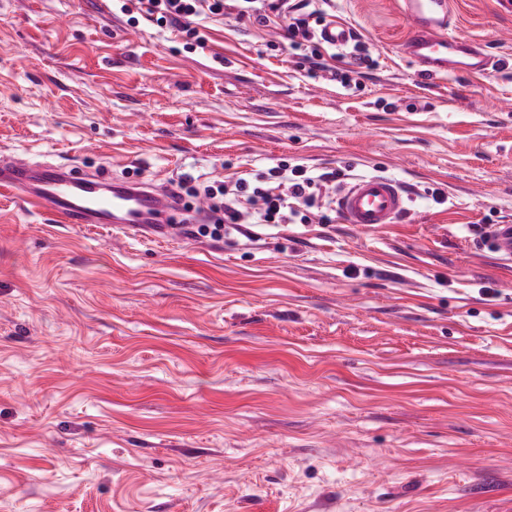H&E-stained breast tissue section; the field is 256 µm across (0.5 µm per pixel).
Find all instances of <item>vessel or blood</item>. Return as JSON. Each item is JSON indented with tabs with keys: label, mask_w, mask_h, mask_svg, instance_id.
Returning a JSON list of instances; mask_svg holds the SVG:
<instances>
[{
	"label": "vessel or blood",
	"mask_w": 512,
	"mask_h": 512,
	"mask_svg": "<svg viewBox=\"0 0 512 512\" xmlns=\"http://www.w3.org/2000/svg\"><path fill=\"white\" fill-rule=\"evenodd\" d=\"M407 35L400 45L420 80L454 74H481L492 64L484 47L457 36L456 17L449 0H402ZM323 43L343 48L355 32L334 20L320 28ZM0 189L9 190L26 203L46 206L62 224L112 225L130 233L153 231L169 238L171 225L182 211L165 188L121 178L108 180L75 167L36 164L23 157L0 160ZM412 195L403 182L386 175L356 178L337 196L343 223L374 227L393 224L409 209ZM492 252L512 261V224L494 225L489 236Z\"/></svg>",
	"instance_id": "b4317fda"
}]
</instances>
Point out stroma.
I'll return each mask as SVG.
<instances>
[{"instance_id": "stroma-1", "label": "stroma", "mask_w": 512, "mask_h": 512, "mask_svg": "<svg viewBox=\"0 0 512 512\" xmlns=\"http://www.w3.org/2000/svg\"><path fill=\"white\" fill-rule=\"evenodd\" d=\"M401 4L318 0L369 59L346 87L245 17L189 53L118 0H0V159L414 190L395 224L324 188L167 242L0 191V512H512V262L480 246L512 224V11L452 0L496 64L424 83ZM412 198L403 182L370 175L343 186L336 202L343 223L374 227L395 224L408 211Z\"/></svg>"}]
</instances>
